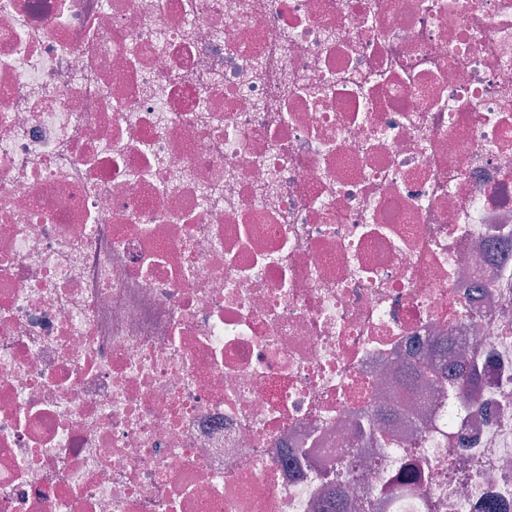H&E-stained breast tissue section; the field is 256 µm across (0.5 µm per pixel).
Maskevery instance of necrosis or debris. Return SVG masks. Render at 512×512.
Returning <instances> with one entry per match:
<instances>
[{
	"label": "necrosis or debris",
	"instance_id": "4bbe7bcc",
	"mask_svg": "<svg viewBox=\"0 0 512 512\" xmlns=\"http://www.w3.org/2000/svg\"><path fill=\"white\" fill-rule=\"evenodd\" d=\"M327 496L512 512V0H0V512Z\"/></svg>",
	"mask_w": 512,
	"mask_h": 512
}]
</instances>
